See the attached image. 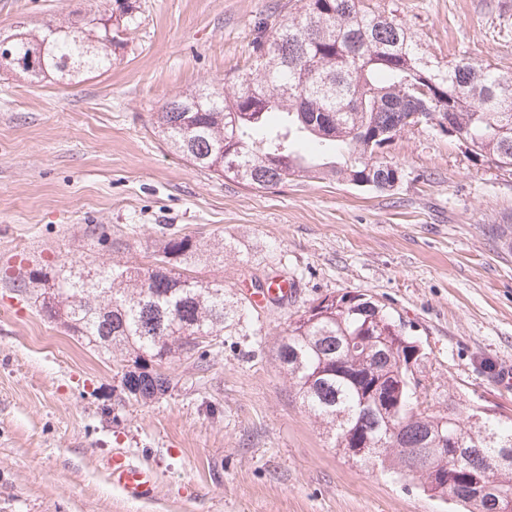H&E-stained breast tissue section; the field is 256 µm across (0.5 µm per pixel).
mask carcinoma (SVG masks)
<instances>
[{
	"label": "carcinoma",
	"instance_id": "1",
	"mask_svg": "<svg viewBox=\"0 0 512 512\" xmlns=\"http://www.w3.org/2000/svg\"><path fill=\"white\" fill-rule=\"evenodd\" d=\"M107 21L94 15L81 34L55 26L31 80L57 75L72 81L107 72L112 47L119 44L108 37ZM44 36L23 32L8 49L23 58ZM252 58L233 92L203 88L166 101L153 113L154 133L193 165L255 189L310 175L387 190L401 173L386 150L416 127L414 115L421 112L448 119L475 157L512 174V75L466 56L440 64L421 51L409 28L369 9L365 0H302L299 10L262 25ZM197 250L193 236L176 231L163 234L162 248L147 266H100L80 281L71 265L30 279L53 289L52 301L40 303L42 313L63 321L91 348L104 349L103 337L110 336L112 348L136 364L145 355L178 350L202 359L213 346L209 337L239 324L245 306L224 293L221 282L183 272ZM345 300L300 314L288 325L278 354L304 406L330 425L335 447L346 451L348 433L369 434L382 454L356 461L387 468L406 481L404 449L421 447L423 437L442 428L460 441L448 449V487L427 453L418 475L423 491L434 497L483 481L501 494L502 512H512V465L483 466L499 449H512V422L486 416L476 423L472 408L458 405L446 409L448 422L442 425L409 389L402 393L406 424L393 440L362 412L361 402L378 386L398 381L400 362L357 354L338 374L337 340L412 338L385 309L368 307L366 299L347 305ZM173 336L183 340L177 343ZM171 385L164 371L121 378V390L130 397L138 389L163 395Z\"/></svg>",
	"mask_w": 512,
	"mask_h": 512
}]
</instances>
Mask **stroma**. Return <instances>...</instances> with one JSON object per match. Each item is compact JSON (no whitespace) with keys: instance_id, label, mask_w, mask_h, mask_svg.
<instances>
[{"instance_id":"stroma-1","label":"stroma","mask_w":512,"mask_h":512,"mask_svg":"<svg viewBox=\"0 0 512 512\" xmlns=\"http://www.w3.org/2000/svg\"><path fill=\"white\" fill-rule=\"evenodd\" d=\"M0 0V33L112 12V67L64 84L0 70V512H456L355 463L302 404L278 359L288 325L321 299L372 297L424 347L435 407L512 410V176L449 136L412 130L391 189L295 177L257 191L192 165L154 134L169 98L230 78L260 22L289 0ZM440 62L512 74V0H365ZM202 244L193 270L252 299L223 347L175 356L151 402L120 393L123 357L42 316L20 276L70 264L148 263L160 228ZM287 275L288 305L254 302ZM126 452L151 499L112 486Z\"/></svg>"}]
</instances>
